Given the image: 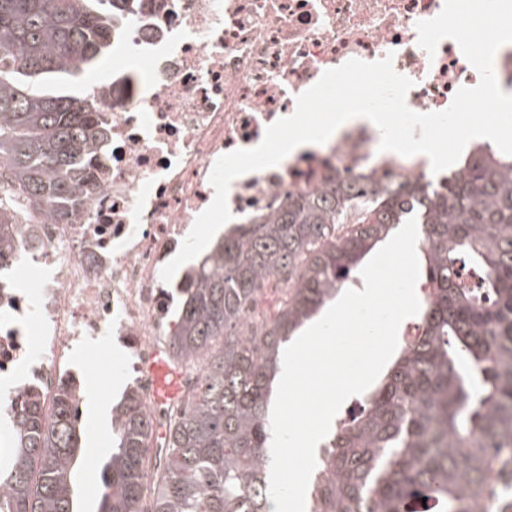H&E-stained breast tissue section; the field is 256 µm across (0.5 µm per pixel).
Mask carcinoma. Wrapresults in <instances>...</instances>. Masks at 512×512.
I'll return each mask as SVG.
<instances>
[{"mask_svg": "<svg viewBox=\"0 0 512 512\" xmlns=\"http://www.w3.org/2000/svg\"><path fill=\"white\" fill-rule=\"evenodd\" d=\"M131 0H0V195L31 221L69 217L95 185L107 120L88 96L46 91L98 65ZM419 225L421 335L327 436L306 512H489L512 452V156L473 147L444 184L379 192L329 179L258 224H232L191 268L165 337L187 374L151 453L155 417L128 388L112 407L99 512H272L271 399L294 332L357 277L376 245ZM18 223L0 201V269ZM275 280V310L246 314ZM0 512H75L79 403L61 389L10 406Z\"/></svg>", "mask_w": 512, "mask_h": 512, "instance_id": "1", "label": "carcinoma"}]
</instances>
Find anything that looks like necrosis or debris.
I'll list each match as a JSON object with an SVG mask.
<instances>
[{"label": "necrosis or debris", "instance_id": "necrosis-or-debris-1", "mask_svg": "<svg viewBox=\"0 0 512 512\" xmlns=\"http://www.w3.org/2000/svg\"><path fill=\"white\" fill-rule=\"evenodd\" d=\"M443 2L137 0L112 43L132 46L148 70L91 87L108 137L83 213L38 224L16 213L14 258L0 278V375L13 382L9 397L34 393L49 404L65 386L84 399L81 371L115 343L122 369L155 411L149 366L184 286L163 282L161 270L212 202L216 160L259 143L268 125L294 112L298 94L352 58L393 54L395 71L414 82L411 110L448 108L480 76L454 40L432 56L419 46L417 22ZM379 143L359 122L277 167L239 176L228 192L234 223L268 216L289 194L318 191L332 175L390 188L445 180L427 156L383 152ZM33 263L40 276L25 293L16 281Z\"/></svg>", "mask_w": 512, "mask_h": 512}]
</instances>
